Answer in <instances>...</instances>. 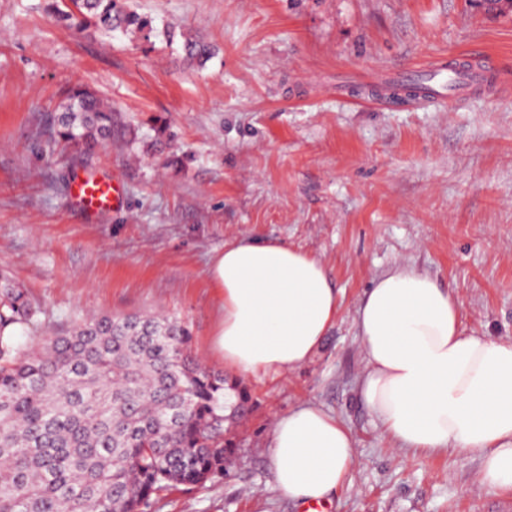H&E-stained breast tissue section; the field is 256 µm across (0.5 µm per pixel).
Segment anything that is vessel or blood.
Wrapping results in <instances>:
<instances>
[{
	"mask_svg": "<svg viewBox=\"0 0 512 512\" xmlns=\"http://www.w3.org/2000/svg\"><path fill=\"white\" fill-rule=\"evenodd\" d=\"M421 80L423 87L418 91L419 96L430 99L434 104L445 100L453 103L466 95L491 90L496 84L490 72H482L476 78L463 72L461 63L457 61L449 62L444 68L426 70ZM70 193L81 208L92 212L112 210L123 201L121 185L103 178L76 179Z\"/></svg>",
	"mask_w": 512,
	"mask_h": 512,
	"instance_id": "obj_1",
	"label": "vessel or blood"
}]
</instances>
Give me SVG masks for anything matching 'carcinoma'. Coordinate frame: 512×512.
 I'll list each match as a JSON object with an SVG mask.
<instances>
[{
  "instance_id": "cac0c4a2",
  "label": "carcinoma",
  "mask_w": 512,
  "mask_h": 512,
  "mask_svg": "<svg viewBox=\"0 0 512 512\" xmlns=\"http://www.w3.org/2000/svg\"><path fill=\"white\" fill-rule=\"evenodd\" d=\"M56 21L79 30L149 27L126 0H53ZM183 58L204 65L211 46L181 34ZM58 142L88 153L129 129L93 91L67 92L49 118ZM26 292L0 275V512H150L177 485L224 474L233 449L224 375L193 352L168 315H92L35 347L4 337L38 331Z\"/></svg>"
}]
</instances>
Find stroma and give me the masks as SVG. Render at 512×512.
<instances>
[{
  "label": "stroma",
  "mask_w": 512,
  "mask_h": 512,
  "mask_svg": "<svg viewBox=\"0 0 512 512\" xmlns=\"http://www.w3.org/2000/svg\"><path fill=\"white\" fill-rule=\"evenodd\" d=\"M52 0H0V275L53 333L90 313L179 318L207 367L219 317L212 255L245 236L326 267L336 322L301 368L237 376L248 414L228 473L174 486L158 512H303L270 472L273 420L300 402L344 421L355 464L329 512H492L512 489L453 451L396 453L359 400L358 301L406 265L449 288L465 333L512 341V14L476 0H127L148 33L81 32ZM215 49L188 64L164 29ZM491 57L500 87L452 111L389 102L402 70ZM86 86L137 135L86 163L52 146L48 115ZM125 186L87 216L75 175Z\"/></svg>",
  "instance_id": "35a3bbf8"
}]
</instances>
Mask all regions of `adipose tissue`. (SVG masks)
I'll list each match as a JSON object with an SVG mask.
<instances>
[{
  "label": "adipose tissue",
  "instance_id": "obj_1",
  "mask_svg": "<svg viewBox=\"0 0 512 512\" xmlns=\"http://www.w3.org/2000/svg\"><path fill=\"white\" fill-rule=\"evenodd\" d=\"M207 278L221 309L213 345L238 374L304 365L336 321L339 295L323 264L287 244L243 238L217 251ZM366 367L359 397L398 450H453L481 463L479 482L512 488V342L467 335L460 305L428 274L396 266L361 298ZM351 429L300 403L272 429L275 487L328 503L354 465Z\"/></svg>",
  "mask_w": 512,
  "mask_h": 512
}]
</instances>
